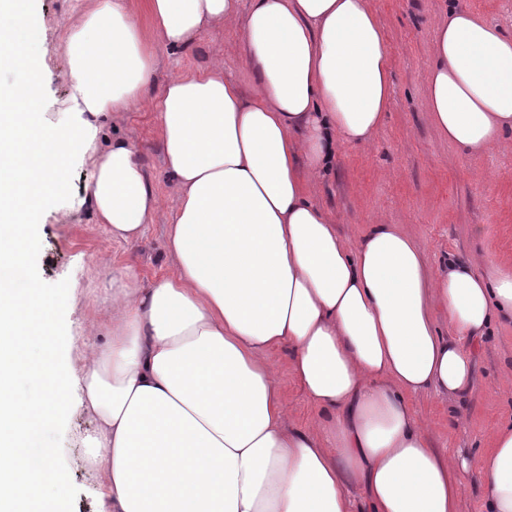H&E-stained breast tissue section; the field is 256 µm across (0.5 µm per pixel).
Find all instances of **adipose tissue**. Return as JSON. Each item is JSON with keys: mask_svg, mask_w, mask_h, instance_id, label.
<instances>
[{"mask_svg": "<svg viewBox=\"0 0 512 512\" xmlns=\"http://www.w3.org/2000/svg\"><path fill=\"white\" fill-rule=\"evenodd\" d=\"M33 2L0 0V73L13 76L0 84V512L61 505L63 475L27 450L74 403L96 423L88 460L103 512H458L464 474L487 512H512V424L490 431L479 461L443 457L408 403L428 389L472 394L471 344L512 325V267L452 257L432 273L395 224L349 246L304 193L337 144L367 143L390 108V50L371 0H146V30L130 0H93L62 23L72 93L53 125ZM229 23L253 94L216 61L171 76L154 102L176 202L169 269L147 288L131 274L113 282L108 343L62 368L72 337L42 340L36 325L54 323L68 285L13 280L40 213L79 161L112 240L142 235L158 195L130 139L98 151L100 123L145 99L153 42L183 49ZM424 108L449 143L512 148V35L445 0ZM283 345L319 410L313 429L286 424L267 359ZM23 379L43 397L21 398Z\"/></svg>", "mask_w": 512, "mask_h": 512, "instance_id": "obj_1", "label": "adipose tissue"}]
</instances>
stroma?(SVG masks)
Masks as SVG:
<instances>
[{"instance_id":"1","label":"stroma","mask_w":512,"mask_h":512,"mask_svg":"<svg viewBox=\"0 0 512 512\" xmlns=\"http://www.w3.org/2000/svg\"><path fill=\"white\" fill-rule=\"evenodd\" d=\"M90 2L37 0L35 24L49 47L44 85L48 122H55L71 90L61 23ZM372 4L391 50L390 110L369 143L337 146L333 168L320 180L305 182L306 195L330 215L348 244H355L370 225L397 224L415 237L431 271L444 270L452 255L467 259L480 254L512 265V152L473 153L454 146L438 135L424 110L439 0ZM153 50L152 93H159L171 76L202 73L215 60L223 61L226 75L244 93L253 91L235 26L205 33L185 50L159 42ZM116 137L132 141L160 198L152 224L138 241H112L82 204L92 173L76 162L66 172L61 195L42 210L28 262L41 288L70 283L73 297L58 320L79 342L95 347L105 345L111 333L113 273L131 268L145 287L167 271L165 232L175 208L160 149L159 114L151 103L104 121L100 148H108ZM472 351L475 386L469 398L461 401L426 390L410 403L424 420L430 447L477 458L489 446V427L512 421V328L495 329ZM268 359L290 404L289 426L309 429L318 413L291 372L287 347L271 350ZM93 432L91 415L74 405L36 443L51 449L52 466L66 477L63 512H100L99 477L86 461Z\"/></svg>"}]
</instances>
